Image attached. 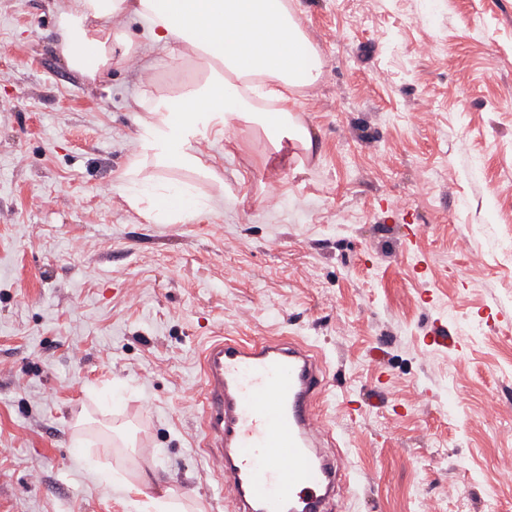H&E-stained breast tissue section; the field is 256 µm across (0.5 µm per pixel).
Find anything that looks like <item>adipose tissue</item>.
<instances>
[{
    "mask_svg": "<svg viewBox=\"0 0 512 512\" xmlns=\"http://www.w3.org/2000/svg\"><path fill=\"white\" fill-rule=\"evenodd\" d=\"M59 47L70 67L99 82L115 60L135 62L112 20L142 22L148 45H162L191 70L171 95L143 104L140 151L113 190L138 215L175 224L210 205L193 185L139 179L142 159L166 169L202 168L200 135H223L234 123L261 131L273 148L313 146V134L288 108V97L315 85L324 61L301 27L292 0H57Z\"/></svg>",
    "mask_w": 512,
    "mask_h": 512,
    "instance_id": "obj_1",
    "label": "adipose tissue"
}]
</instances>
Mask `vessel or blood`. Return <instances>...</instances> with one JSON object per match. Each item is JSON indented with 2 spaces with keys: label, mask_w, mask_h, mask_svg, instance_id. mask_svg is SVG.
<instances>
[{
  "label": "vessel or blood",
  "mask_w": 512,
  "mask_h": 512,
  "mask_svg": "<svg viewBox=\"0 0 512 512\" xmlns=\"http://www.w3.org/2000/svg\"><path fill=\"white\" fill-rule=\"evenodd\" d=\"M201 375L203 447L235 512H331L320 356L289 336L224 337L204 348Z\"/></svg>",
  "instance_id": "vessel-or-blood-1"
}]
</instances>
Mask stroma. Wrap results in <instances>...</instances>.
I'll list each match as a JSON object with an SVG mask.
<instances>
[{"label":"stroma","mask_w":512,"mask_h":512,"mask_svg":"<svg viewBox=\"0 0 512 512\" xmlns=\"http://www.w3.org/2000/svg\"><path fill=\"white\" fill-rule=\"evenodd\" d=\"M294 6L325 61L296 96L312 150L238 123L197 145L215 179L145 164L214 200L152 224L113 184L138 99L188 70L89 84L54 0H0V512H142L163 488L231 512L202 448L215 336L318 349L350 475L332 512H512V326L486 322L512 317V0Z\"/></svg>","instance_id":"stroma-1"}]
</instances>
